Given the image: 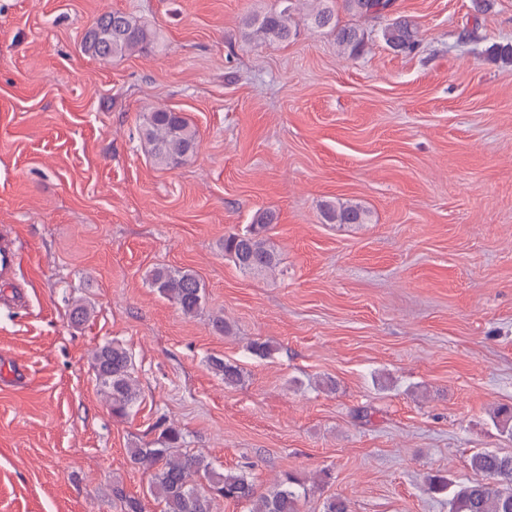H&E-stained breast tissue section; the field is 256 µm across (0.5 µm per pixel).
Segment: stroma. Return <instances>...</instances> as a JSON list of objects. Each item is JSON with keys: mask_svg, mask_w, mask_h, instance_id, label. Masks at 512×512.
<instances>
[{"mask_svg": "<svg viewBox=\"0 0 512 512\" xmlns=\"http://www.w3.org/2000/svg\"><path fill=\"white\" fill-rule=\"evenodd\" d=\"M273 3L0 0V230L21 257L0 282V512H116V483L159 512L128 450L166 421L262 491L329 471L300 512L331 495L448 512L427 473L472 480L474 453L512 454L493 419L512 405V63L489 54L512 42V0H395L377 19L336 0L364 35L356 57L306 20L283 43L246 38ZM112 10L155 49L85 52ZM396 18L417 25L413 52L382 39ZM160 106L200 136L170 170L139 132ZM348 200L367 223H324V202ZM262 211L279 264L245 273L222 243ZM158 267L201 280L196 316L152 288ZM77 301L92 309L79 324ZM112 341L140 383L123 418L91 364ZM213 356L242 382L225 386ZM209 364L213 372L222 377L225 386H235L241 382L242 371L237 364L219 356L211 357Z\"/></svg>", "mask_w": 512, "mask_h": 512, "instance_id": "1", "label": "stroma"}]
</instances>
